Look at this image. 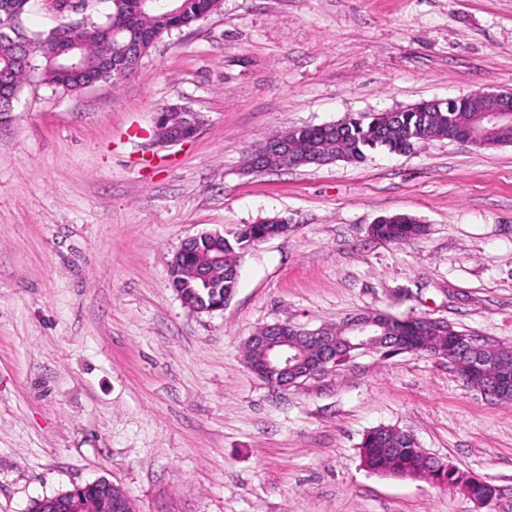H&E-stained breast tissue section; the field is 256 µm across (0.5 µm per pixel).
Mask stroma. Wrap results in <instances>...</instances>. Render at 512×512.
Listing matches in <instances>:
<instances>
[{
    "mask_svg": "<svg viewBox=\"0 0 512 512\" xmlns=\"http://www.w3.org/2000/svg\"><path fill=\"white\" fill-rule=\"evenodd\" d=\"M507 88L512 0H224L120 86L25 87L0 118V512L100 477L136 512H512V402L448 360L362 353L285 389L243 360L264 325L371 312L512 347V144L247 166L294 127ZM176 104L204 124L167 144ZM395 214L426 235L370 236ZM274 216L224 309L181 304L185 239ZM378 426L494 498L369 471Z\"/></svg>",
    "mask_w": 512,
    "mask_h": 512,
    "instance_id": "stroma-1",
    "label": "stroma"
}]
</instances>
